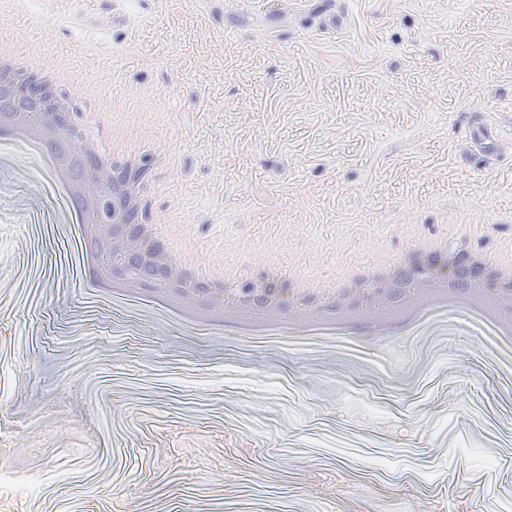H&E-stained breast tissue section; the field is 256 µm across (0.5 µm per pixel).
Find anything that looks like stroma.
<instances>
[{
    "mask_svg": "<svg viewBox=\"0 0 512 512\" xmlns=\"http://www.w3.org/2000/svg\"><path fill=\"white\" fill-rule=\"evenodd\" d=\"M138 150L203 268L512 253V0H0ZM36 154L0 163V512H512V350L199 326L88 287Z\"/></svg>",
    "mask_w": 512,
    "mask_h": 512,
    "instance_id": "stroma-1",
    "label": "stroma"
}]
</instances>
